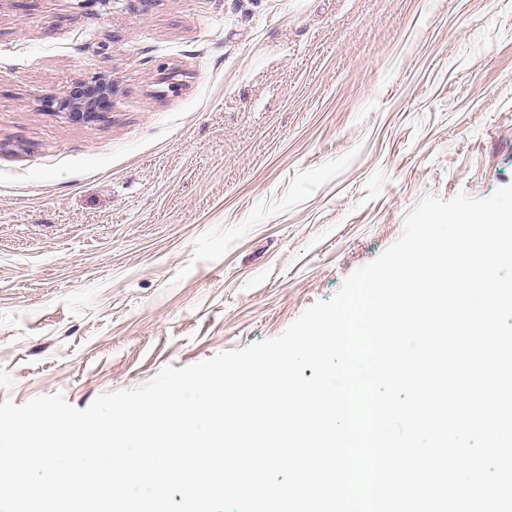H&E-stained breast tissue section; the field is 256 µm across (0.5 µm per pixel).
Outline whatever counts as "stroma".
I'll return each mask as SVG.
<instances>
[{
	"label": "stroma",
	"instance_id": "1",
	"mask_svg": "<svg viewBox=\"0 0 512 512\" xmlns=\"http://www.w3.org/2000/svg\"><path fill=\"white\" fill-rule=\"evenodd\" d=\"M94 76L98 120L43 108ZM508 184L512 0H0V402L277 337Z\"/></svg>",
	"mask_w": 512,
	"mask_h": 512
}]
</instances>
